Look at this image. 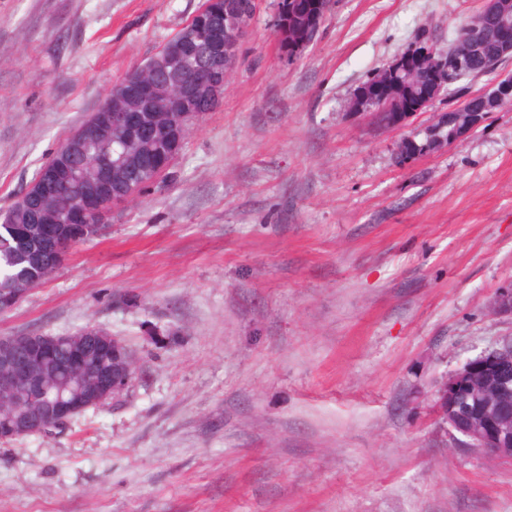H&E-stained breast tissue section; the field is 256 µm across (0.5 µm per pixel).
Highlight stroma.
Instances as JSON below:
<instances>
[{
  "instance_id": "35a3bbf8",
  "label": "stroma",
  "mask_w": 512,
  "mask_h": 512,
  "mask_svg": "<svg viewBox=\"0 0 512 512\" xmlns=\"http://www.w3.org/2000/svg\"><path fill=\"white\" fill-rule=\"evenodd\" d=\"M203 0H0V211ZM481 0H336L279 49L259 0L224 99L164 177L114 207L0 336L100 326L135 353L117 399L0 442V512H512V460L457 449L432 384L512 320V105L401 160L353 117L373 72L447 50ZM488 308L493 314L512 320V281L495 291Z\"/></svg>"
}]
</instances>
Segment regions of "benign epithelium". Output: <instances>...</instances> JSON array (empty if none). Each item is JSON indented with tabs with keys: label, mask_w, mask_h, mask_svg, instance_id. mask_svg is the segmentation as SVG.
<instances>
[{
	"label": "benign epithelium",
	"mask_w": 512,
	"mask_h": 512,
	"mask_svg": "<svg viewBox=\"0 0 512 512\" xmlns=\"http://www.w3.org/2000/svg\"><path fill=\"white\" fill-rule=\"evenodd\" d=\"M497 30L494 59L481 51L485 25ZM251 26L250 20L236 18L226 38L213 45L206 61L209 77L186 91V100L171 123H162L163 102L157 98L150 72H141L137 95H132L131 83L122 82L112 88L108 125L124 134L125 140L137 145L128 164L141 174L160 169L164 158L176 156L180 132L189 129L201 113L196 104L202 100L217 106L224 97V74L233 69L237 47ZM465 36H458L448 50L439 51L422 41L409 52L398 55L373 76V83L362 85L352 95L348 111L357 115H376V111L396 109V121L389 129L404 127L419 111L433 105L445 95L456 75L486 73L493 68L491 61L512 58V0H484L480 11L463 24ZM512 105V75L495 81L482 93L467 97L454 109L436 114L435 121L452 130L456 142L478 128L487 114ZM58 171H49L32 181L24 195L43 204L50 202ZM135 192L127 185L112 181L105 172L93 168L87 175L85 196L68 214L70 224H83L87 214L100 213L105 208L129 200ZM489 310L500 317L512 319V281L498 288L488 303ZM84 334L96 343V349H112V371L101 372L92 367L91 354L79 347L83 337L48 334H18L0 336V397L13 395L17 386L26 382L39 385L36 355L51 352L63 345L70 352L64 384L54 399L49 416L63 426L84 410L117 398L137 376V366L131 351L118 339L100 327H88ZM487 375L496 378L499 392L491 396L483 387ZM79 384L81 401L70 400L66 384ZM433 408L437 415H446L448 429L464 441V445L482 451L498 460H512V336H503L479 356L467 361L452 373L435 382ZM0 427L5 434L0 440H10L32 433L31 423L14 415L0 403Z\"/></svg>",
	"instance_id": "7a95c632"
}]
</instances>
